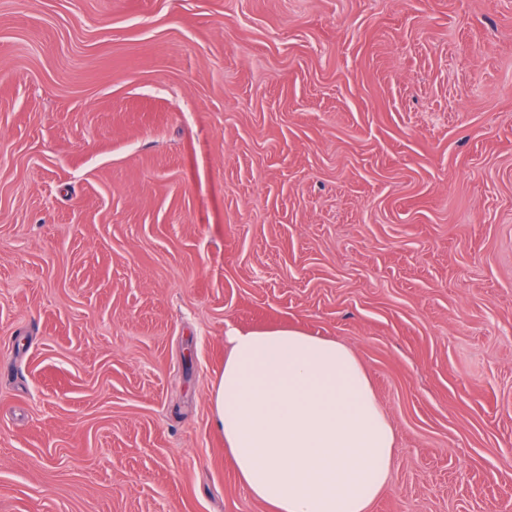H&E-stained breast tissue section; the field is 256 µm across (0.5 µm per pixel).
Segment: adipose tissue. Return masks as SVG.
<instances>
[{
  "instance_id": "adipose-tissue-1",
  "label": "adipose tissue",
  "mask_w": 512,
  "mask_h": 512,
  "mask_svg": "<svg viewBox=\"0 0 512 512\" xmlns=\"http://www.w3.org/2000/svg\"><path fill=\"white\" fill-rule=\"evenodd\" d=\"M211 402L238 479L270 512H369L395 432L346 346L289 328L231 332Z\"/></svg>"
}]
</instances>
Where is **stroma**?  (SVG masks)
<instances>
[{
    "instance_id": "stroma-1",
    "label": "stroma",
    "mask_w": 512,
    "mask_h": 512,
    "mask_svg": "<svg viewBox=\"0 0 512 512\" xmlns=\"http://www.w3.org/2000/svg\"><path fill=\"white\" fill-rule=\"evenodd\" d=\"M285 326L370 512H512V0H0V512H267L211 390Z\"/></svg>"
}]
</instances>
